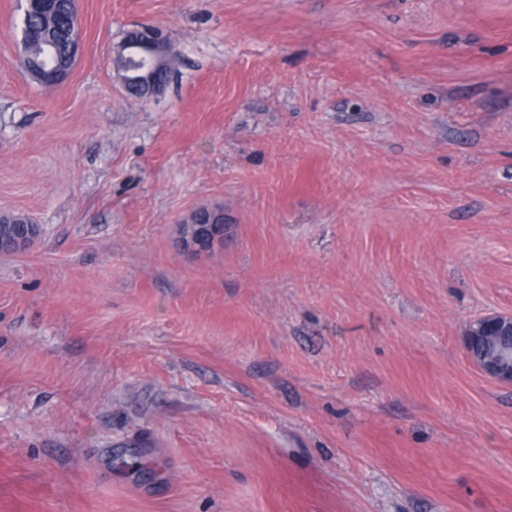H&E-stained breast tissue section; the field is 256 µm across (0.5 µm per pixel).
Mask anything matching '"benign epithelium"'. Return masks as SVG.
I'll use <instances>...</instances> for the list:
<instances>
[{"mask_svg":"<svg viewBox=\"0 0 512 512\" xmlns=\"http://www.w3.org/2000/svg\"><path fill=\"white\" fill-rule=\"evenodd\" d=\"M77 26V12L61 18L58 29L72 36L74 45L71 54L76 56L80 51V42L74 35ZM165 44V35L158 27L141 24L127 31L121 52L117 57V65L123 71L124 83H134L140 88V96L147 98L159 92L163 87L158 78L162 70L163 54L156 48ZM13 224L22 228L10 239H0V252L16 253L36 247L42 238L41 227L21 214L14 215ZM188 233L185 247L190 250H203L209 241H217L224 235V211L221 209L202 208L194 211L186 220ZM512 335V316L489 314L472 321L464 336V343L471 340H482L486 346L503 341ZM474 366L485 378L496 383L512 386V355L505 351L494 350L480 358Z\"/></svg>","mask_w":512,"mask_h":512,"instance_id":"7a95c632","label":"benign epithelium"}]
</instances>
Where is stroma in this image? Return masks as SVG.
<instances>
[{"instance_id": "obj_1", "label": "stroma", "mask_w": 512, "mask_h": 512, "mask_svg": "<svg viewBox=\"0 0 512 512\" xmlns=\"http://www.w3.org/2000/svg\"><path fill=\"white\" fill-rule=\"evenodd\" d=\"M179 63L129 96L126 32ZM0 0V512H512V0ZM224 212L193 252L181 223ZM46 8L38 13H31L27 19L23 18V41L30 44H39L45 39L53 23V14L61 15L68 11L72 0H50ZM31 71L33 75L40 81L41 84L49 87H55L58 82L59 72L57 71L58 66L55 63H50L40 59L34 50L32 52ZM5 214H10L14 217L11 221H4ZM0 232L1 235L10 234L14 231L15 225L23 224L18 232L10 239H0V252L2 253H16L26 251L36 247L42 238L41 227L39 224H33L26 216L14 213H0ZM8 223V224H5ZM510 335H512V316L489 314L469 324L464 336V349L468 356L467 346L470 340L480 338L484 346L491 347V345L494 346L498 341L501 342L506 336ZM474 366L485 378L512 386V353L494 350L480 358Z\"/></svg>"}]
</instances>
